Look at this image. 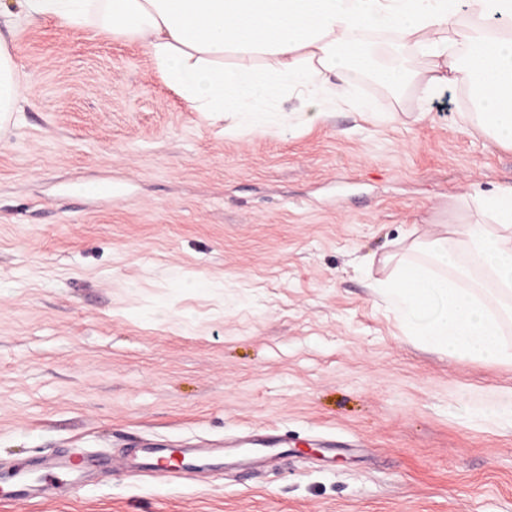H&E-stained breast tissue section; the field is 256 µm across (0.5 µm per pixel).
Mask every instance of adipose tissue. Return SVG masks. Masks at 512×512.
<instances>
[{
    "label": "adipose tissue",
    "instance_id": "1",
    "mask_svg": "<svg viewBox=\"0 0 512 512\" xmlns=\"http://www.w3.org/2000/svg\"><path fill=\"white\" fill-rule=\"evenodd\" d=\"M27 23L52 19L140 43L164 83L195 112L246 113L254 128L276 101L304 97L321 118L347 94L353 69L423 96L461 88L479 131L512 148V0H17ZM0 26V136L28 85ZM394 34L377 70L371 35ZM426 60L414 71L405 50Z\"/></svg>",
    "mask_w": 512,
    "mask_h": 512
}]
</instances>
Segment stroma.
Wrapping results in <instances>:
<instances>
[{
  "mask_svg": "<svg viewBox=\"0 0 512 512\" xmlns=\"http://www.w3.org/2000/svg\"><path fill=\"white\" fill-rule=\"evenodd\" d=\"M29 94L0 139V488L82 448L92 478L0 512H512V365L401 331L387 258L478 220L512 149L462 92L349 78L286 129L191 111L137 43L18 23ZM410 112L424 120H407ZM263 431L176 481L129 445Z\"/></svg>",
  "mask_w": 512,
  "mask_h": 512,
  "instance_id": "obj_1",
  "label": "stroma"
}]
</instances>
